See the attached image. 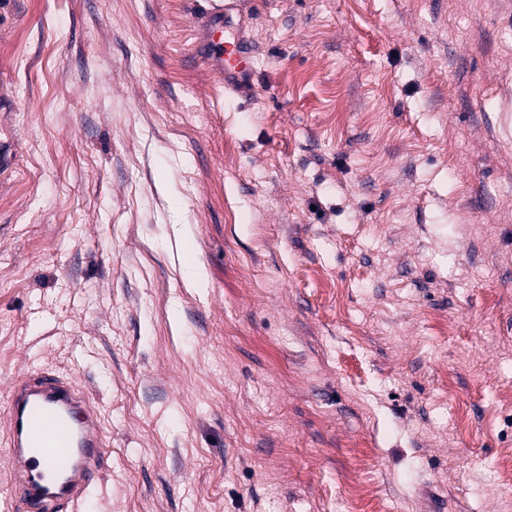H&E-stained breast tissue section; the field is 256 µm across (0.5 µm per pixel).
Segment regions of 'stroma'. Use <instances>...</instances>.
Wrapping results in <instances>:
<instances>
[{
  "label": "stroma",
  "instance_id": "35a3bbf8",
  "mask_svg": "<svg viewBox=\"0 0 512 512\" xmlns=\"http://www.w3.org/2000/svg\"><path fill=\"white\" fill-rule=\"evenodd\" d=\"M0 0V413L72 377L83 512H512V0ZM239 0H224L215 4L204 16V34L194 50L203 66L222 85L231 99L251 94L256 81L251 44L236 23L234 12ZM224 33V43L216 41Z\"/></svg>",
  "mask_w": 512,
  "mask_h": 512
}]
</instances>
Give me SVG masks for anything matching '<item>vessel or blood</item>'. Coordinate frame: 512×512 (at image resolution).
<instances>
[{
  "mask_svg": "<svg viewBox=\"0 0 512 512\" xmlns=\"http://www.w3.org/2000/svg\"><path fill=\"white\" fill-rule=\"evenodd\" d=\"M237 0H221L204 16L194 50L227 97L251 94L253 51L238 26ZM109 442L99 410L74 379L26 371L12 383L5 440L0 451L11 468L0 512H79L99 487Z\"/></svg>",
  "mask_w": 512,
  "mask_h": 512,
  "instance_id": "1",
  "label": "vessel or blood"
}]
</instances>
